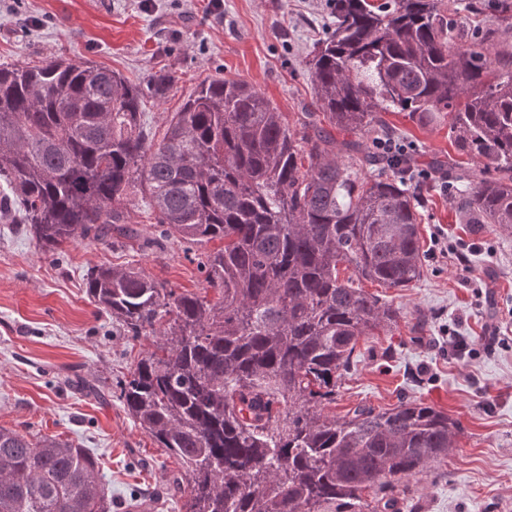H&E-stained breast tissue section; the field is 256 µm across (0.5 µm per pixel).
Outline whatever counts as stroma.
I'll list each match as a JSON object with an SVG mask.
<instances>
[{
    "label": "stroma",
    "instance_id": "1",
    "mask_svg": "<svg viewBox=\"0 0 512 512\" xmlns=\"http://www.w3.org/2000/svg\"><path fill=\"white\" fill-rule=\"evenodd\" d=\"M329 23L327 0H223L218 10L209 0H0V64L88 60L141 85L154 72H175L167 93L143 107L158 138L195 87L219 76L253 85L292 122L311 107L305 61ZM386 120L414 145L415 163L429 153L462 168L480 163L457 152L447 126L401 112ZM424 195L423 274L410 288L364 282L401 317L360 341L326 412L341 417L403 400L443 410L462 431L447 456L407 481L398 512H512V231L461 223L441 179ZM129 222L135 239L78 241L52 259L22 225L0 219V427L87 448L118 512H181L168 493L177 462L118 400L121 382L157 338L98 312L84 283L102 264L134 266L178 293L206 282L181 244L155 246L145 197ZM452 336L473 355L449 351Z\"/></svg>",
    "mask_w": 512,
    "mask_h": 512
}]
</instances>
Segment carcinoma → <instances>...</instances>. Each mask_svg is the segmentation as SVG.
I'll return each instance as SVG.
<instances>
[{
	"label": "carcinoma",
	"mask_w": 512,
	"mask_h": 512,
	"mask_svg": "<svg viewBox=\"0 0 512 512\" xmlns=\"http://www.w3.org/2000/svg\"><path fill=\"white\" fill-rule=\"evenodd\" d=\"M329 2L305 61L315 111L294 130L253 86L212 78L156 140L142 104L172 72L143 89L90 61L0 66V214L45 254L130 236L140 193L155 244L224 243L194 254L203 294L134 267L87 275L99 310L160 337L119 400L177 461L182 512H392L397 484L460 430L421 402L342 419L324 406L359 341L400 316L355 279L409 288L422 274L424 185L358 137L387 127V112L448 120L457 151L482 164L433 157L431 172L461 185L465 223L512 229V0H492L495 22L476 28L443 0ZM98 472L72 441L0 427V512H112Z\"/></svg>",
	"instance_id": "cac0c4a2"
}]
</instances>
